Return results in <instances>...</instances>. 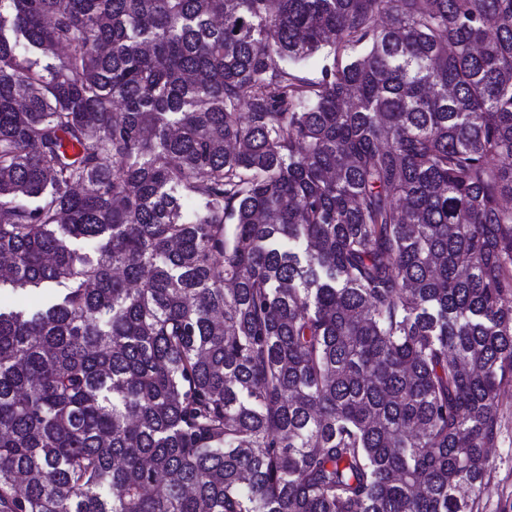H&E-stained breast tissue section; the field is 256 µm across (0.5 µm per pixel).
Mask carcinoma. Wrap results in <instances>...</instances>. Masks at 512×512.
<instances>
[{
    "label": "carcinoma",
    "instance_id": "cac0c4a2",
    "mask_svg": "<svg viewBox=\"0 0 512 512\" xmlns=\"http://www.w3.org/2000/svg\"><path fill=\"white\" fill-rule=\"evenodd\" d=\"M8 287L0 512H475L512 0H0ZM6 299L14 306L35 307L49 302L53 292L45 288H6Z\"/></svg>",
    "mask_w": 512,
    "mask_h": 512
}]
</instances>
